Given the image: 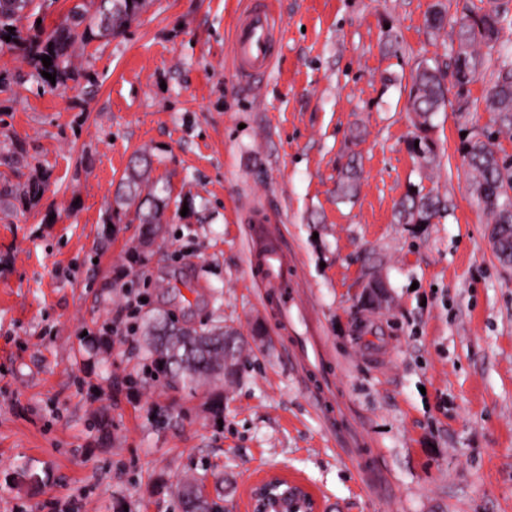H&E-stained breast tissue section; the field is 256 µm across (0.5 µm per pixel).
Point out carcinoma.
I'll use <instances>...</instances> for the list:
<instances>
[{
	"label": "carcinoma",
	"mask_w": 512,
	"mask_h": 512,
	"mask_svg": "<svg viewBox=\"0 0 512 512\" xmlns=\"http://www.w3.org/2000/svg\"><path fill=\"white\" fill-rule=\"evenodd\" d=\"M56 0H0V47L22 52L24 61L37 74L48 72L55 82L42 79L43 90L54 91L70 81H76L80 70L76 59L93 41L108 43L123 35L147 5V0H69L70 6L58 23L51 27L37 24ZM34 19L23 28L22 21ZM502 16L495 9L464 7L447 16L442 6L435 5L429 25L440 31L450 27V39L457 43L452 68L468 76L472 84L479 70L489 61L497 63L493 84L487 89L485 108L496 114L499 130L512 132V48L500 44ZM11 40H5V37ZM485 54H480L481 49ZM51 58V66L42 57ZM445 75L421 61L411 77L408 93L409 110L414 114L413 140L418 147L411 152L427 165L433 164L440 152L430 136L433 117L448 103ZM492 138L482 141L472 137L462 142L461 153L470 174V189L478 208L492 224L491 239L500 258L512 261V170L492 149ZM152 160L142 153L128 167L116 189L114 203L119 210H134V219L145 225L141 249L150 248L158 238L162 216L172 197L166 186L151 182ZM45 184L43 173H34L11 191L21 202L37 199ZM446 212L439 195L413 190L397 205L396 215L401 224H431ZM231 327L214 325L208 329L180 326L166 313L153 317L148 325L151 336L150 353L162 370L175 383L195 388L224 375L232 381L238 374L243 348L224 346V331ZM183 512H209L210 504L202 496H187L180 500Z\"/></svg>",
	"instance_id": "cac0c4a2"
}]
</instances>
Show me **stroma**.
Returning a JSON list of instances; mask_svg holds the SVG:
<instances>
[{
	"instance_id": "stroma-1",
	"label": "stroma",
	"mask_w": 512,
	"mask_h": 512,
	"mask_svg": "<svg viewBox=\"0 0 512 512\" xmlns=\"http://www.w3.org/2000/svg\"><path fill=\"white\" fill-rule=\"evenodd\" d=\"M437 3L497 5L512 45V0H274L283 37L254 82L230 59L244 0H152L123 36L86 48L73 88L41 92L20 52L0 48V70L25 76L0 90V143L23 142L29 161L0 163V512H181L189 475L226 512H250L269 471L305 483L322 512H512V264L460 152L463 135L496 129L490 70L469 111L436 115L440 165L410 150L411 74L456 50L429 27ZM389 31L400 56L382 49ZM138 151L188 207L168 208L141 255L138 223L109 219ZM351 159L348 201L336 187ZM34 165L49 174L42 195L13 204ZM416 188L444 197L447 217L397 223ZM262 215L296 260L381 493L339 454L259 300L247 254ZM159 311L237 327L235 383L169 386L145 348Z\"/></svg>"
}]
</instances>
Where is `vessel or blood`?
Wrapping results in <instances>:
<instances>
[{"instance_id":"obj_1","label":"vessel or blood","mask_w":512,"mask_h":512,"mask_svg":"<svg viewBox=\"0 0 512 512\" xmlns=\"http://www.w3.org/2000/svg\"><path fill=\"white\" fill-rule=\"evenodd\" d=\"M281 32L282 28L266 0H253L250 8L237 18L234 25L231 52L238 74L249 78L266 74L275 56L276 37ZM249 265L260 281L263 300L275 303L281 325H288L294 308L300 305L295 278L288 271V258L278 239L269 234L265 226H256L253 231ZM318 391L320 400L317 413L325 427L335 431L344 453L359 469L367 484H381L385 476L368 464L358 437L350 428L336 423L331 375L320 377Z\"/></svg>"}]
</instances>
